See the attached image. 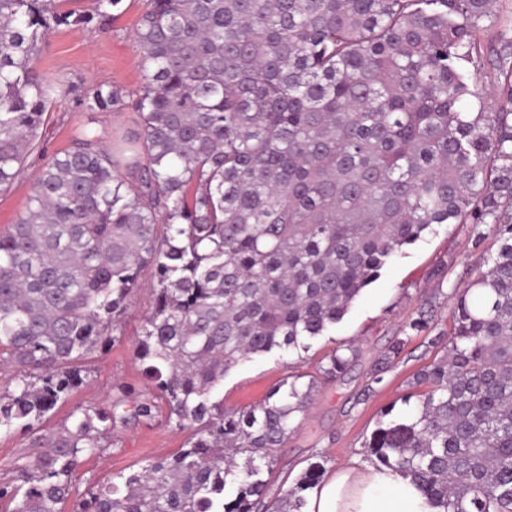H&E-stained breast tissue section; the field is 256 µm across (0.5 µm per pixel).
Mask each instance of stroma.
<instances>
[{"label": "stroma", "instance_id": "1", "mask_svg": "<svg viewBox=\"0 0 512 512\" xmlns=\"http://www.w3.org/2000/svg\"><path fill=\"white\" fill-rule=\"evenodd\" d=\"M145 6V0H123L121 15L106 31L92 25L53 30L38 57L39 74L52 80L137 90L143 77L134 31ZM79 126L96 130L103 144L109 146L120 140L130 122L128 115L111 112H73L65 124L49 122L44 154L30 156L14 184L0 192V232L24 210L48 156L68 147ZM473 231L469 224L433 225L422 238L404 247L402 255L363 290L343 320L310 340L308 348L255 355L225 375L219 390L225 407H245L263 400L272 386L289 375H317L320 362L334 349L353 341L360 345V358L344 379L319 385L304 419L280 451L274 486L291 485L314 454L323 456L329 471L352 458L364 457L363 443L384 409L393 408L399 416L414 411V404L404 403L403 398L409 392L408 380L434 358L425 336L411 338L401 359L379 384H370V370L391 338L402 335L406 322L427 300L435 302L438 331L447 330L453 286L484 269L488 254L498 248L489 225L481 227L486 235L481 245H473ZM151 283V270H144L142 286L121 322L120 341L88 362L83 384L52 415L50 426H58L75 407L107 405L119 386L145 389L133 341L150 308ZM186 438V432L178 430L162 413L152 420L117 428L111 446L101 449L82 467L77 490L85 492L90 486L109 482L116 474L138 470L152 458L173 454Z\"/></svg>", "mask_w": 512, "mask_h": 512}]
</instances>
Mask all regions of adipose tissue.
<instances>
[{"label": "adipose tissue", "mask_w": 512, "mask_h": 512, "mask_svg": "<svg viewBox=\"0 0 512 512\" xmlns=\"http://www.w3.org/2000/svg\"><path fill=\"white\" fill-rule=\"evenodd\" d=\"M308 512H436L408 476L352 459L309 497Z\"/></svg>", "instance_id": "ef3b65f1"}]
</instances>
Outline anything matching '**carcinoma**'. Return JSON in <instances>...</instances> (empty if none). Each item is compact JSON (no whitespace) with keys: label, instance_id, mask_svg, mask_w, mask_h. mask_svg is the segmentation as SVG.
Listing matches in <instances>:
<instances>
[{"label":"carcinoma","instance_id":"1","mask_svg":"<svg viewBox=\"0 0 512 512\" xmlns=\"http://www.w3.org/2000/svg\"><path fill=\"white\" fill-rule=\"evenodd\" d=\"M66 0H0V191L42 150L51 113L131 114L120 150L88 127L42 169L0 233V430L30 434L0 512H304L323 456L287 489L263 472L316 381L283 380L253 406L212 401L230 369L340 322L434 224L492 225L487 269L452 289L450 333L363 443L439 512H512V7L502 0H147L143 84L132 92L42 77L48 34L105 27ZM151 305L134 347L150 382L43 429L114 340L145 269ZM420 308L372 366L383 380ZM360 347L333 352L323 380ZM189 433L170 457L72 500L74 478L118 426Z\"/></svg>","mask_w":512,"mask_h":512}]
</instances>
